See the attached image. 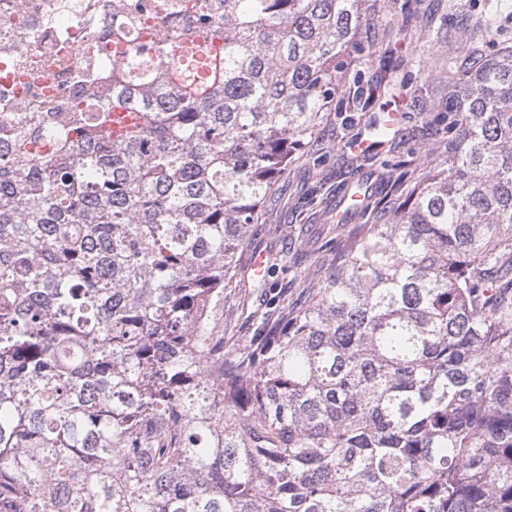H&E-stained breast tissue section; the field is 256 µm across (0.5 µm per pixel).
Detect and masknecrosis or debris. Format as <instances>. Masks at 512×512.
Masks as SVG:
<instances>
[{
	"instance_id": "4bbe7bcc",
	"label": "necrosis or debris",
	"mask_w": 512,
	"mask_h": 512,
	"mask_svg": "<svg viewBox=\"0 0 512 512\" xmlns=\"http://www.w3.org/2000/svg\"><path fill=\"white\" fill-rule=\"evenodd\" d=\"M103 0H0V121L21 112H45L72 93V69L91 44L104 57L115 47L101 42L112 26ZM24 54L29 67L10 59Z\"/></svg>"
}]
</instances>
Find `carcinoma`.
Returning <instances> with one entry per match:
<instances>
[{"instance_id": "obj_1", "label": "carcinoma", "mask_w": 512, "mask_h": 512, "mask_svg": "<svg viewBox=\"0 0 512 512\" xmlns=\"http://www.w3.org/2000/svg\"><path fill=\"white\" fill-rule=\"evenodd\" d=\"M112 64L0 125V512H512V45L426 119L448 156L345 182L335 254L247 344L217 309L322 113L397 69L380 0H107ZM160 19L157 39L139 40ZM118 109L143 123L117 137ZM377 140L400 139L371 116ZM36 140L53 150L27 149Z\"/></svg>"}]
</instances>
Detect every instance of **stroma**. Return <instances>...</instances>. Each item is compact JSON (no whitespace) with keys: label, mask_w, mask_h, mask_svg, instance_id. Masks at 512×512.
Returning a JSON list of instances; mask_svg holds the SVG:
<instances>
[{"label":"stroma","mask_w":512,"mask_h":512,"mask_svg":"<svg viewBox=\"0 0 512 512\" xmlns=\"http://www.w3.org/2000/svg\"><path fill=\"white\" fill-rule=\"evenodd\" d=\"M496 4L497 0H412L423 36L393 44L401 66L374 104L375 111L400 113L409 131L397 151L401 158L416 161L426 149L445 144L441 131L427 124L424 116L431 104L448 99V45L459 37L463 21L495 16L501 41L512 43V14L497 11ZM421 62L432 69L425 89L414 79ZM365 123L356 112L325 113L317 134L260 207L251 226V251L266 253L276 265L265 285L253 288L249 309L270 313L284 304L302 303L301 282L323 276L330 254L325 213L336 201L337 185L355 176L346 161L352 142L366 134Z\"/></svg>","instance_id":"stroma-1"}]
</instances>
